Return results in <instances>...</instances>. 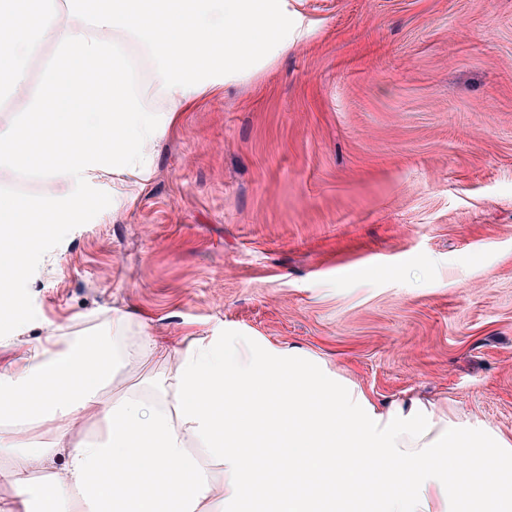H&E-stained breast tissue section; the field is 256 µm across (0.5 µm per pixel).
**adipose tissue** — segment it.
Segmentation results:
<instances>
[{
    "label": "adipose tissue",
    "instance_id": "obj_1",
    "mask_svg": "<svg viewBox=\"0 0 512 512\" xmlns=\"http://www.w3.org/2000/svg\"><path fill=\"white\" fill-rule=\"evenodd\" d=\"M121 356L107 340L52 334L0 372V416L26 429L49 424L63 439L99 418L60 468L51 449L0 442L19 496L0 512H32L36 474L58 512H224L237 500L271 512H320L326 501L336 512H512V438L448 407L415 397L378 406L311 356L237 336L189 346L154 401L103 400Z\"/></svg>",
    "mask_w": 512,
    "mask_h": 512
}]
</instances>
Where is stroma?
Masks as SVG:
<instances>
[{"instance_id": "1", "label": "stroma", "mask_w": 512, "mask_h": 512, "mask_svg": "<svg viewBox=\"0 0 512 512\" xmlns=\"http://www.w3.org/2000/svg\"><path fill=\"white\" fill-rule=\"evenodd\" d=\"M281 5L287 51L193 102L135 207L44 256L0 368L125 313L128 345L170 353L128 355L109 397L232 334L512 438V0Z\"/></svg>"}]
</instances>
